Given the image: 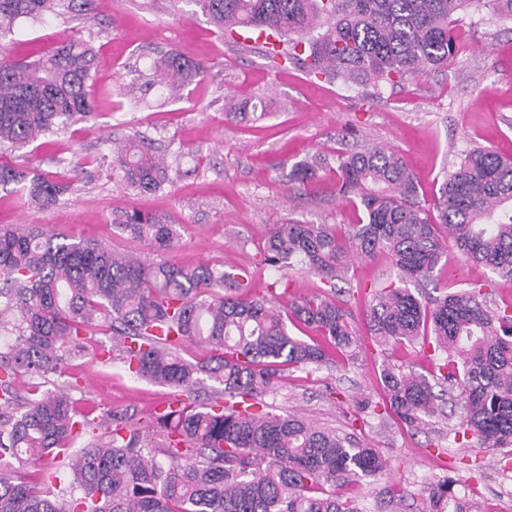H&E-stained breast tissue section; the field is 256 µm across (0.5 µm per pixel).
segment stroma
I'll use <instances>...</instances> for the list:
<instances>
[{"label": "stroma", "mask_w": 512, "mask_h": 512, "mask_svg": "<svg viewBox=\"0 0 512 512\" xmlns=\"http://www.w3.org/2000/svg\"><path fill=\"white\" fill-rule=\"evenodd\" d=\"M78 36L94 48L92 99L95 117L51 136L49 145L13 151V160L59 179L69 188L46 209L27 205L14 186L0 187V224H33L117 252H147L145 243L118 228L131 209L161 212L178 237L166 252L183 266L207 265L227 272L249 269L242 296L265 295L276 275L259 268V249L273 225L354 224L360 213L336 193L337 158L379 144L402 154L420 184V199L433 204L440 184L465 153L481 146L512 157V20L488 8L469 10L458 25L459 50L449 67L370 90L326 81L287 62L274 63L263 45L228 38L193 0H92L90 11L66 13L45 22L26 18L0 34V51L16 58ZM177 50L208 70L180 98L145 89L153 58ZM254 107V120L228 122L225 102ZM141 132L153 139L179 176L151 194L127 189L107 156L111 143ZM85 172L71 178L75 158ZM319 158L316 178L290 183L303 160ZM280 304L295 297L324 295L349 310L358 336L367 334V294L394 278L382 255L353 261L345 280L327 285L302 266L288 271ZM432 347L415 341L386 352L368 350L356 359L287 369L278 390L263 402L278 414L302 413L325 427L380 448L386 471L348 485L362 512H429L428 485L452 478L475 495L487 512H512V468L477 442H449L459 412H442L410 427L397 417L363 412L364 402L382 399V361L430 374ZM78 382V406L95 417L105 410L138 421L146 443H156L148 419L170 400L169 388L105 364L93 355L72 358L57 385Z\"/></svg>", "instance_id": "obj_1"}]
</instances>
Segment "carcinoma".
<instances>
[{"instance_id": "obj_1", "label": "carcinoma", "mask_w": 512, "mask_h": 512, "mask_svg": "<svg viewBox=\"0 0 512 512\" xmlns=\"http://www.w3.org/2000/svg\"><path fill=\"white\" fill-rule=\"evenodd\" d=\"M481 2L512 19V0H195L226 35L266 32L271 58L376 90L447 67L455 26ZM75 7V0H0V31L20 17L39 22ZM93 62L82 38L30 61L1 54L0 149L29 146L92 117ZM151 69L177 92L207 66L172 50ZM111 163L139 193L169 181L145 138L115 143ZM316 172V163L301 161L288 179L304 185ZM0 184L22 187L44 208L68 188L2 159ZM336 188L361 209L359 223L278 224L262 263L284 277L296 262L331 284L350 257L387 254L396 279L373 291V343L398 345L427 330L429 344L445 354L431 378L382 365L390 410L412 426L457 389L463 404L448 431L453 442L465 445L472 436L511 457L512 305L488 307L495 287L488 279L425 302L412 288L430 280L452 248L466 263L512 279V158L484 147L467 152L440 184L435 223L419 201L414 174L391 148L339 156ZM117 228L156 252L177 239L165 216L137 209ZM243 287L235 273L1 224L0 512H361L333 487L382 472L387 461L380 449L301 416L273 413L261 400L276 390L284 368L326 360L322 346L289 334L286 320L342 354L359 343L351 313L317 296L294 300L283 312L273 304L276 292L245 301ZM100 327L119 345L93 344ZM187 341L209 356L195 363L182 358ZM88 351L106 361L115 351L134 376L175 390L151 421L156 447L145 446L126 414L108 410L92 423L77 409L76 383L20 394L18 378L47 384L68 357ZM208 381L218 385L215 400L200 402L195 389ZM49 456L66 462L78 494H65L56 469L43 468L35 479L21 472L20 465ZM429 500L433 512H476L450 479L432 486Z\"/></svg>"}]
</instances>
